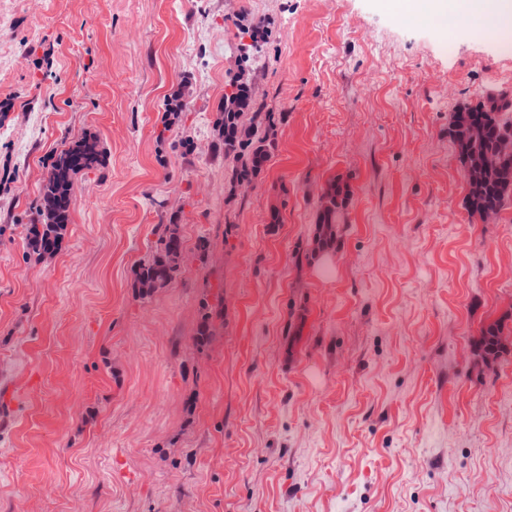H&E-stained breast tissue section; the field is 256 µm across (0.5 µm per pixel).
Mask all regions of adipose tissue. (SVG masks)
<instances>
[{
	"mask_svg": "<svg viewBox=\"0 0 512 512\" xmlns=\"http://www.w3.org/2000/svg\"><path fill=\"white\" fill-rule=\"evenodd\" d=\"M391 4L402 18L421 12L440 20L463 15L512 27V0H391Z\"/></svg>",
	"mask_w": 512,
	"mask_h": 512,
	"instance_id": "obj_1",
	"label": "adipose tissue"
}]
</instances>
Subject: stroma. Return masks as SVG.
Returning a JSON list of instances; mask_svg holds the SVG:
<instances>
[{"label": "stroma", "mask_w": 512, "mask_h": 512, "mask_svg": "<svg viewBox=\"0 0 512 512\" xmlns=\"http://www.w3.org/2000/svg\"><path fill=\"white\" fill-rule=\"evenodd\" d=\"M497 40L388 0H0V512H512V193L472 215L448 134L512 93ZM241 67L277 132L244 192L213 147ZM84 135L103 164L58 251L24 261ZM173 214L180 274L141 299ZM345 195L346 191L342 186L336 183L330 184L318 213L320 228V235L317 241L318 250L331 248L335 244L336 238L333 228L335 224H338ZM502 336L501 328L497 322L485 325L480 333V346L487 356L496 357L500 353Z\"/></svg>", "instance_id": "1"}]
</instances>
